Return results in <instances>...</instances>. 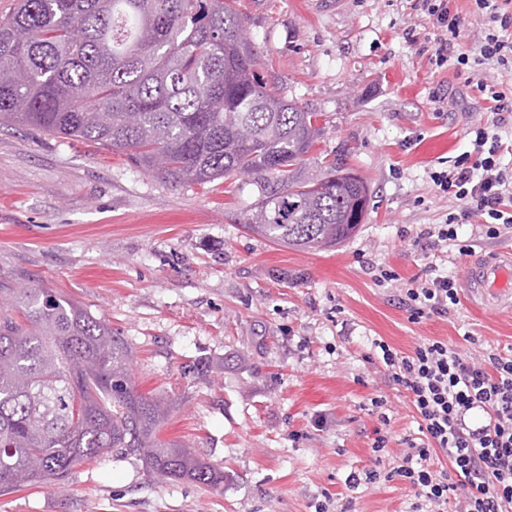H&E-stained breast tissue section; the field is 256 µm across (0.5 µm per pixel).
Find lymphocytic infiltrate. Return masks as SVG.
<instances>
[{"instance_id": "f902f5d3", "label": "lymphocytic infiltrate", "mask_w": 512, "mask_h": 512, "mask_svg": "<svg viewBox=\"0 0 512 512\" xmlns=\"http://www.w3.org/2000/svg\"><path fill=\"white\" fill-rule=\"evenodd\" d=\"M485 22L470 35L449 0H417L433 30L431 63L512 69V0H470ZM478 91L491 102V120L474 128L470 152L452 170L430 179L460 203L444 224L423 230L414 247L457 242L458 229L479 224L488 238L512 228V172L502 165L499 130L512 112V96L485 82ZM401 302L412 322L448 316L459 288L445 273L409 279ZM381 360L409 394L417 436L403 438L395 473L415 491L411 512H512V347L474 356L438 339H425L405 355L380 344Z\"/></svg>"}]
</instances>
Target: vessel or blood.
I'll return each mask as SVG.
<instances>
[{"mask_svg":"<svg viewBox=\"0 0 512 512\" xmlns=\"http://www.w3.org/2000/svg\"><path fill=\"white\" fill-rule=\"evenodd\" d=\"M462 286L472 301L487 309H512V250L470 261Z\"/></svg>","mask_w":512,"mask_h":512,"instance_id":"vessel-or-blood-1","label":"vessel or blood"}]
</instances>
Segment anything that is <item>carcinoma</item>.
Instances as JSON below:
<instances>
[{"instance_id": "cac0c4a2", "label": "carcinoma", "mask_w": 512, "mask_h": 512, "mask_svg": "<svg viewBox=\"0 0 512 512\" xmlns=\"http://www.w3.org/2000/svg\"><path fill=\"white\" fill-rule=\"evenodd\" d=\"M236 0H18L0 17V126L90 142L172 186L249 177L244 227L330 249L370 189L340 152L306 175L318 113L267 86ZM162 399L137 390L122 337L74 301L0 281V495L63 483L111 450L149 481L224 487L196 449L158 438Z\"/></svg>"}]
</instances>
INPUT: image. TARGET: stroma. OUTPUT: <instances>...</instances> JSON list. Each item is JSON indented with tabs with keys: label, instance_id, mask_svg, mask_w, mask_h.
<instances>
[{
	"label": "stroma",
	"instance_id": "35a3bbf8",
	"mask_svg": "<svg viewBox=\"0 0 512 512\" xmlns=\"http://www.w3.org/2000/svg\"><path fill=\"white\" fill-rule=\"evenodd\" d=\"M238 8L267 84L321 115L307 175L348 148L371 189L365 219L330 250L279 245L239 222L257 198L250 178L172 187L91 143L1 127L0 272L60 289L108 323L138 390L170 404L159 438L198 449L229 479L156 483L142 462L106 452L63 484L0 496V512H315L326 497L335 512H409L405 482L351 478L398 466L401 439L418 432L374 340L405 354L427 338L476 354L512 346V312L465 298L414 323L400 291L375 280L383 267L406 281L432 264L463 276L457 246L417 251L412 240L453 210L429 175L488 119L478 77L507 88L512 71L431 64L407 38L429 31L412 0Z\"/></svg>",
	"mask_w": 512,
	"mask_h": 512
}]
</instances>
